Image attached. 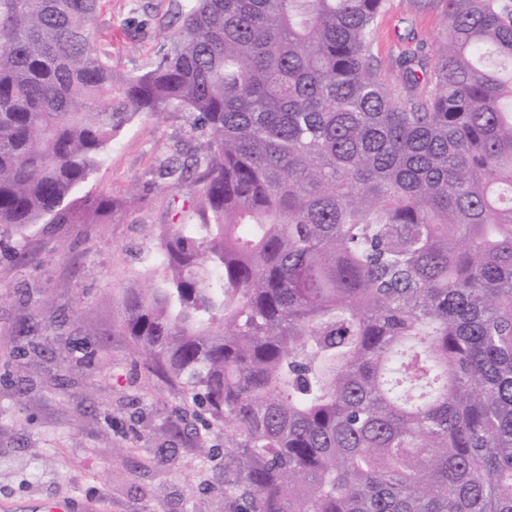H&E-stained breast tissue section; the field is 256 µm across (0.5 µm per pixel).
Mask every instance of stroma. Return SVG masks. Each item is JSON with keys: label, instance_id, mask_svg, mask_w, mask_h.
Segmentation results:
<instances>
[{"label": "stroma", "instance_id": "obj_1", "mask_svg": "<svg viewBox=\"0 0 512 512\" xmlns=\"http://www.w3.org/2000/svg\"><path fill=\"white\" fill-rule=\"evenodd\" d=\"M171 0H102L96 26L124 73L145 64L179 27ZM416 33L433 52L439 11L388 0L371 62L396 90V61ZM202 137L188 113L135 116L115 137L88 191L119 197ZM198 186L158 182L142 202L104 224L34 227L28 255L0 247V502L71 498L101 512H224V431L202 407L144 372L116 326L127 289L151 268L172 194ZM38 322L41 336L18 330ZM183 417L193 432L175 436Z\"/></svg>", "mask_w": 512, "mask_h": 512}]
</instances>
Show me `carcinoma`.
I'll list each match as a JSON object with an SVG mask.
<instances>
[{"label":"carcinoma","mask_w":512,"mask_h":512,"mask_svg":"<svg viewBox=\"0 0 512 512\" xmlns=\"http://www.w3.org/2000/svg\"><path fill=\"white\" fill-rule=\"evenodd\" d=\"M411 2L402 94L388 0H177L132 74L100 0H0V243L137 200L78 195L133 117L204 131L118 332L224 427V512H512V10ZM388 4L378 26L371 62L396 90L404 92L396 60L411 45L408 33L414 31L425 43L426 54L432 55L445 34V22L438 10L415 11L410 0H388Z\"/></svg>","instance_id":"cac0c4a2"}]
</instances>
